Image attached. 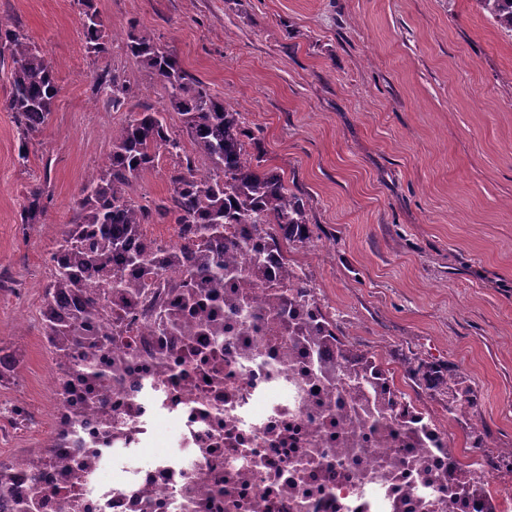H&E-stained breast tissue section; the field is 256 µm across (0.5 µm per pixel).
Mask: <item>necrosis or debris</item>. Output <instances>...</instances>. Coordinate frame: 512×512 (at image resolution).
Listing matches in <instances>:
<instances>
[{
    "instance_id": "obj_1",
    "label": "necrosis or debris",
    "mask_w": 512,
    "mask_h": 512,
    "mask_svg": "<svg viewBox=\"0 0 512 512\" xmlns=\"http://www.w3.org/2000/svg\"><path fill=\"white\" fill-rule=\"evenodd\" d=\"M265 245L225 225L242 273L189 308L163 287L113 294L111 335L53 358L50 459L10 470L0 512H485L448 500L463 474L445 431L351 391L335 344L311 353L326 308L279 257L254 266Z\"/></svg>"
}]
</instances>
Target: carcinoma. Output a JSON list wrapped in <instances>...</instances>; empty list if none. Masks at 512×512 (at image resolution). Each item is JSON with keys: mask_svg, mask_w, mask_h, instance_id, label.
<instances>
[{"mask_svg": "<svg viewBox=\"0 0 512 512\" xmlns=\"http://www.w3.org/2000/svg\"><path fill=\"white\" fill-rule=\"evenodd\" d=\"M498 26L512 32V0H479ZM83 29L90 49L108 53L103 24L91 5L83 11ZM126 48L137 64L159 82L164 91L162 108L146 107L130 117L112 137V150L101 170L87 176L80 188V220L62 234L50 252L51 277L47 283L41 319L45 336L54 346L83 343L93 335V327H112V289L137 298L146 280L163 281L169 271L180 266L188 276L184 300H195L201 291L194 284L220 286L224 276L236 272L230 260H213L207 252L224 240L226 224H274L269 247L309 242L311 234L307 203L288 187L284 175L262 166L260 157L250 151L253 137L241 114L226 100L213 95L181 66L172 49L161 46L130 26ZM11 60L10 92L0 102L15 114L20 131L18 157L27 158L28 142L40 132L51 116L58 95L56 72L48 53L28 41L19 30L0 29V63ZM98 88L105 92L112 109L119 110L128 100L130 87L115 74H101ZM181 116L183 134L193 152L184 153L181 138L173 134L166 114ZM183 156L170 174L171 192L153 205H140L131 197L133 183L155 168L160 153ZM45 191L34 187L28 192L22 223H45ZM181 225L184 245L163 250L143 233L145 224H164L169 216ZM128 269L137 277L122 278L114 267ZM80 306L64 320L54 314V305L69 298ZM323 340L336 344L344 359L361 361L362 368L346 373V384L359 391L389 373L369 352L345 340L341 330H321ZM18 359L0 346V385L15 377ZM435 392H451L448 414L456 421L470 422L478 406V395L467 380L451 368L440 371L422 362L409 367Z\"/></svg>", "mask_w": 512, "mask_h": 512, "instance_id": "obj_1", "label": "carcinoma"}]
</instances>
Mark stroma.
<instances>
[{"label": "stroma", "mask_w": 512, "mask_h": 512, "mask_svg": "<svg viewBox=\"0 0 512 512\" xmlns=\"http://www.w3.org/2000/svg\"><path fill=\"white\" fill-rule=\"evenodd\" d=\"M108 55L92 52L77 0H0V27L51 58L55 109L19 160L14 115L0 108V344L22 357L0 409L49 420L51 371L40 312L49 253L78 219V195L112 136L162 89L125 46L137 28L241 113L264 165L310 203V248L289 246L347 340L374 353L429 412L463 460H483L492 493L512 488V32L479 0H92ZM129 80L120 110L102 71ZM177 157L133 187L168 196ZM46 187L44 223L21 212ZM419 357L477 390L488 447L469 449L446 397L407 371ZM43 436L0 417V459Z\"/></svg>", "instance_id": "stroma-1"}]
</instances>
